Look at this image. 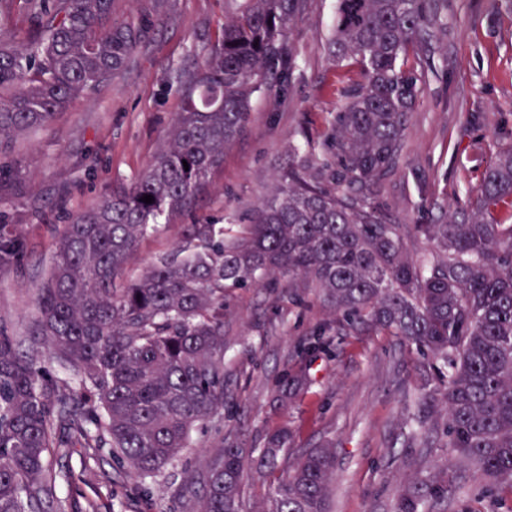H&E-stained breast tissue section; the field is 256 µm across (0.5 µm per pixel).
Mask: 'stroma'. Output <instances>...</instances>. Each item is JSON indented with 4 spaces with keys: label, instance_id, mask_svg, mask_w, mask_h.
Segmentation results:
<instances>
[{
    "label": "stroma",
    "instance_id": "1",
    "mask_svg": "<svg viewBox=\"0 0 512 512\" xmlns=\"http://www.w3.org/2000/svg\"><path fill=\"white\" fill-rule=\"evenodd\" d=\"M334 7L335 0H308L293 25L295 65L285 91L253 98L246 130L211 174L208 193L195 210L139 239L129 277L171 253L182 225L219 222L270 198L295 145L322 138L345 102L341 89L363 79L327 56ZM146 9L147 0H115V20L146 23L144 41L120 76L70 102L52 128L14 133L0 146V159L21 168V182L6 184L0 210L27 241L18 265L0 271V326L17 336L22 351H46L35 333L34 298L59 232L107 188L133 180L160 149L181 108L177 70L234 5L176 0L160 20ZM447 15V36L427 54L431 69L404 138L405 165L381 188L404 224L429 223L440 208L465 200L500 133L512 131V0H448ZM334 323L332 309L311 292L298 302L289 288L234 290L224 306V403L240 413L194 429L181 457L154 483L118 476L108 449H55L49 468L63 512H190L181 484L225 436L261 448L280 429L291 430L292 447L335 448L330 512H394L408 480L433 475L454 455L440 443L422 448L408 440L405 391L419 382L412 355L381 333L334 335ZM298 366L308 370L307 385L278 399L284 370ZM435 512H512V496L479 497L460 473Z\"/></svg>",
    "mask_w": 512,
    "mask_h": 512
}]
</instances>
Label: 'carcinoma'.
I'll return each instance as SVG.
<instances>
[{"label":"carcinoma","instance_id":"obj_1","mask_svg":"<svg viewBox=\"0 0 512 512\" xmlns=\"http://www.w3.org/2000/svg\"><path fill=\"white\" fill-rule=\"evenodd\" d=\"M446 0H336L326 50L365 81L324 137L288 161L278 191L224 226L183 225V244L130 279L139 238L162 217L191 211L224 151L245 131L252 99L286 80L290 31L306 0H236L203 55L177 73L182 108L144 170L73 215L37 289L36 331L71 367L59 384L0 328V512H59L46 458L78 442L110 448L120 470L163 476L196 427L224 411V300L235 288L298 282L336 311V333L384 332L419 356L412 440L440 438L483 494L512 495V144L468 198L432 224H402L380 199L427 72L423 55L448 34ZM28 26L0 32V138L52 124L68 104L117 77L145 36L117 22L114 0H23ZM189 169H184V165ZM153 196V203L142 201ZM423 241L430 251H408ZM26 241L0 225V270ZM307 380L291 368L278 388ZM263 448L227 438L181 496L196 512H243L246 470L272 481L259 512H328L334 449ZM454 477L439 470L399 493L396 512H433Z\"/></svg>","mask_w":512,"mask_h":512}]
</instances>
